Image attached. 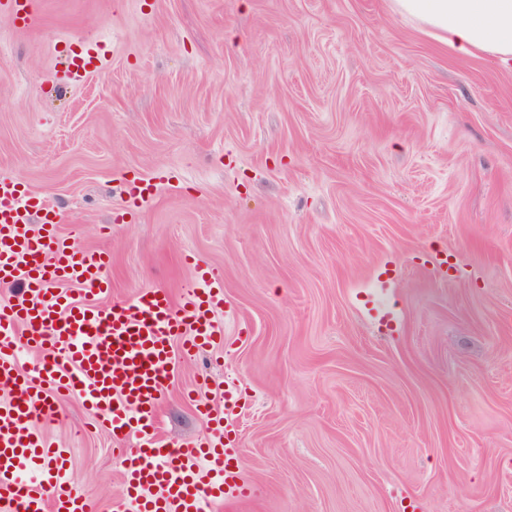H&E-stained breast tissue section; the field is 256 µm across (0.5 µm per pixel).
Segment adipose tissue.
Returning a JSON list of instances; mask_svg holds the SVG:
<instances>
[{
    "instance_id": "1",
    "label": "adipose tissue",
    "mask_w": 512,
    "mask_h": 512,
    "mask_svg": "<svg viewBox=\"0 0 512 512\" xmlns=\"http://www.w3.org/2000/svg\"><path fill=\"white\" fill-rule=\"evenodd\" d=\"M391 5L448 48L512 67V0H391Z\"/></svg>"
}]
</instances>
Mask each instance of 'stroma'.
Listing matches in <instances>:
<instances>
[{
	"label": "stroma",
	"mask_w": 512,
	"mask_h": 512,
	"mask_svg": "<svg viewBox=\"0 0 512 512\" xmlns=\"http://www.w3.org/2000/svg\"><path fill=\"white\" fill-rule=\"evenodd\" d=\"M35 2L0 10V178L110 253L111 299L179 298L189 254L222 283V343L159 401L179 445L211 434L185 390L238 400L248 496L209 512H512V71L390 0ZM380 276L389 330L359 300ZM37 428L114 512L81 398ZM99 68L100 59L92 49H87L84 53L74 54L68 58L67 70L75 76L87 75Z\"/></svg>",
	"instance_id": "obj_1"
}]
</instances>
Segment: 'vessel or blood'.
Listing matches in <instances>:
<instances>
[{"instance_id": "obj_1", "label": "vessel or blood", "mask_w": 512, "mask_h": 512, "mask_svg": "<svg viewBox=\"0 0 512 512\" xmlns=\"http://www.w3.org/2000/svg\"><path fill=\"white\" fill-rule=\"evenodd\" d=\"M93 50L68 59L71 74L98 70ZM59 213L18 183L0 179V512H88L73 486L64 449L51 447L37 423L78 394L116 435L136 439L118 449L127 487L122 512H206L236 488L238 460L225 441L232 407L199 405L212 437L169 447L157 432L158 404L173 363L172 343L191 356L221 341L216 311L224 290L203 265L179 299L158 288L112 305L108 252L76 248L58 233ZM38 351L22 369L18 346Z\"/></svg>"}]
</instances>
